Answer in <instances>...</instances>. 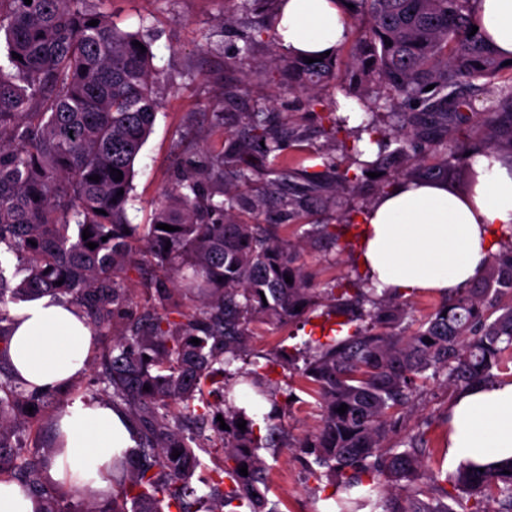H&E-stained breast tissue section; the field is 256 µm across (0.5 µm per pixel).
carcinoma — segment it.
Instances as JSON below:
<instances>
[{
	"label": "carcinoma",
	"instance_id": "cac0c4a2",
	"mask_svg": "<svg viewBox=\"0 0 512 512\" xmlns=\"http://www.w3.org/2000/svg\"><path fill=\"white\" fill-rule=\"evenodd\" d=\"M100 2L0 0V478L23 479L42 499L41 512H99L71 505L43 484L40 471L52 449L26 457L9 433L23 417L42 421L44 404L75 388L30 389L6 366L11 318L4 304L51 293L110 339L97 358L99 400L125 411L137 432L136 447L112 461L116 491L105 512H279L267 498L261 456L277 447L275 415L267 416L263 435L230 397L236 385L248 384L273 401L277 387L236 363L251 364L249 339L258 326L290 323L328 301L326 315L339 318L336 333L311 332L293 353L277 347L263 355L266 365L284 369L304 361L300 390L320 408L321 425L300 447L313 457L311 473L333 488L324 499L365 485L378 496L341 512H453L445 502L449 483L474 498L471 512H512V460L445 475L425 465L438 452L426 431L400 432L431 375L463 389L488 381L494 368H512V224L501 230L481 287L458 289L407 335L401 296L387 289L379 295L367 279L315 288L270 225L244 220L260 213L262 201L224 182L253 180V147L273 158L282 178L297 164L288 159V141L259 119L264 102L255 103L248 134L227 151L182 158L151 222L131 223L134 163L165 78L146 36L121 28L97 9ZM344 2L360 27L352 70H342L333 54L311 64L278 54L273 68L290 90L337 83L370 115L397 120L391 129L366 121L370 144L352 145L353 163L395 167L410 183L437 181L469 196L476 152L448 146V124L469 122L478 98L489 102L482 124L490 150L512 162V77L497 83L512 64L504 65L480 33L470 35L476 0ZM263 34L276 43L275 22L244 35L241 52L249 54ZM143 260L157 276L150 305L132 316L124 279ZM172 404L184 414L170 417ZM219 415L229 429L219 428ZM209 422L218 426L221 455L200 435L185 434ZM203 453L212 467L208 492L199 495L190 479L204 466ZM244 465L246 476L239 472Z\"/></svg>",
	"mask_w": 512,
	"mask_h": 512
}]
</instances>
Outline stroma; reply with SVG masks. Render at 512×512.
<instances>
[{"mask_svg": "<svg viewBox=\"0 0 512 512\" xmlns=\"http://www.w3.org/2000/svg\"><path fill=\"white\" fill-rule=\"evenodd\" d=\"M101 9L124 28L150 32L154 64L166 77L153 130L135 162L134 200L128 205L132 223H147L153 202L172 182L183 155L202 146L227 149L232 137L246 131L247 115L258 100L268 103L272 125L282 126L289 154L303 159L288 175V196L294 204L287 207L268 190L271 159L254 154L259 178L245 193L264 198L260 222L278 225L279 240L295 252L315 287L363 279L362 217L401 176L391 168L375 178L361 176L353 187H337L336 170L350 165L345 147L361 124L357 99L328 85L314 103L309 94L271 81L266 72L276 49L266 38L257 39L250 53L241 55L243 34L276 14L277 0H103ZM218 100L224 103L220 124L212 118ZM331 102L337 103L336 116L343 121L332 140L325 135L326 106ZM315 152L324 153L332 167L313 186L306 172L313 167L307 156ZM315 224L327 225V235L311 234ZM273 378L279 383L277 404L288 444L263 452L269 467L268 497L278 502L281 512H313L322 491L298 444L319 427L321 412L290 400L287 371L276 370ZM454 394L443 382L432 383L416 400L409 427L427 426L429 436L438 437Z\"/></svg>", "mask_w": 512, "mask_h": 512, "instance_id": "1", "label": "stroma"}]
</instances>
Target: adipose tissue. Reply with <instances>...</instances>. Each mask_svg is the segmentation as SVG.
<instances>
[{
    "label": "adipose tissue",
    "instance_id": "obj_1",
    "mask_svg": "<svg viewBox=\"0 0 512 512\" xmlns=\"http://www.w3.org/2000/svg\"><path fill=\"white\" fill-rule=\"evenodd\" d=\"M479 31L504 60H512V0H478ZM348 17L339 0H282L279 45L297 55L322 56L344 40ZM470 198L443 183L401 182L366 211L361 264L373 283L409 297L445 295L479 279L501 224H512V164L479 155ZM7 358L17 378L47 391L67 388L87 370L97 344L85 314L43 295L11 310ZM56 446L43 466L47 485L92 498L112 492L114 456L134 448L135 428L121 411L97 399L67 406ZM448 456L456 464H495L512 458V378L470 386L448 406Z\"/></svg>",
    "mask_w": 512,
    "mask_h": 512
}]
</instances>
